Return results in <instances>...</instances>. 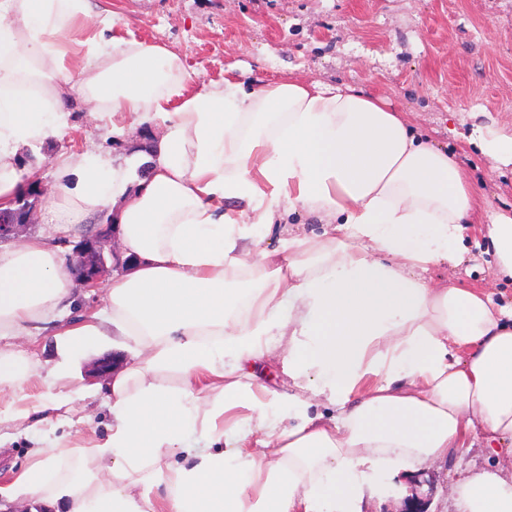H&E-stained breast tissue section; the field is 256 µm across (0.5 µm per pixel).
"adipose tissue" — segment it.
Wrapping results in <instances>:
<instances>
[{"label":"adipose tissue","instance_id":"adipose-tissue-1","mask_svg":"<svg viewBox=\"0 0 512 512\" xmlns=\"http://www.w3.org/2000/svg\"><path fill=\"white\" fill-rule=\"evenodd\" d=\"M97 25L86 0H0V209L26 184L21 155L64 135L70 96L116 131L165 122L146 176L75 152L44 208L63 230L113 215L129 265L70 344L107 324L135 358L112 379L110 434L61 447L72 474L57 457L24 469L0 512L21 498L48 512H362L399 475L512 441V308L431 276L462 261L477 219L455 152L360 87L200 83L163 46ZM470 139L512 166V134L491 123ZM301 211L322 234L266 249ZM483 233L512 278V213H488ZM67 298L60 244L0 250V337L62 318ZM268 358L283 389L253 371ZM37 378L24 352L0 350L10 419L50 409L29 400ZM452 501L512 512V472L471 471Z\"/></svg>","mask_w":512,"mask_h":512}]
</instances>
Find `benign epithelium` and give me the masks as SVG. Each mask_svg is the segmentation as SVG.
Wrapping results in <instances>:
<instances>
[{
  "mask_svg": "<svg viewBox=\"0 0 512 512\" xmlns=\"http://www.w3.org/2000/svg\"><path fill=\"white\" fill-rule=\"evenodd\" d=\"M33 210L25 204L16 209L0 210V243L18 237L33 223ZM120 265V250L111 244V224L94 234H85L69 258L70 275L79 283L93 288L98 281Z\"/></svg>",
  "mask_w": 512,
  "mask_h": 512,
  "instance_id": "1",
  "label": "benign epithelium"
}]
</instances>
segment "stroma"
<instances>
[{
	"mask_svg": "<svg viewBox=\"0 0 512 512\" xmlns=\"http://www.w3.org/2000/svg\"><path fill=\"white\" fill-rule=\"evenodd\" d=\"M88 10L112 14L114 36L177 54L201 82H223L229 71L249 84L296 79L362 86L405 113L435 144L451 145L482 211L512 207V170L470 141L476 124L512 129V0H88ZM66 110L64 135L22 157L43 191L54 183L52 156L89 151L122 163L142 145L139 133L119 140L111 126L96 125L80 98ZM481 241L479 225H471L463 262L438 268L434 279L482 289L494 306H511L512 280L496 276ZM0 347L26 351L39 373L62 366L70 375L68 385L51 389L63 407L36 431H26L22 420L0 430L1 481L38 462L39 452L105 434L112 421L105 404L111 380L98 377L94 367L103 357L124 355L121 338L71 353L42 331L1 339ZM497 461L474 447L429 463L410 495L367 502L364 512H404L412 498L428 512H450L451 480Z\"/></svg>",
	"mask_w": 512,
	"mask_h": 512,
	"instance_id": "stroma-1",
	"label": "stroma"
}]
</instances>
